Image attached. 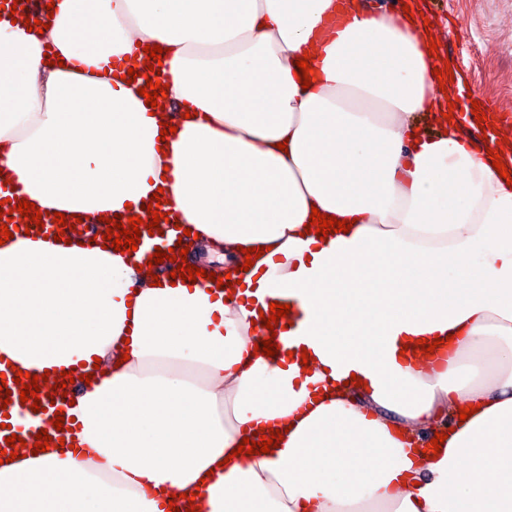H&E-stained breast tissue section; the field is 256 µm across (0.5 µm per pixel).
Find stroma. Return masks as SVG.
I'll return each instance as SVG.
<instances>
[{
    "label": "stroma",
    "instance_id": "obj_1",
    "mask_svg": "<svg viewBox=\"0 0 512 512\" xmlns=\"http://www.w3.org/2000/svg\"><path fill=\"white\" fill-rule=\"evenodd\" d=\"M442 59L464 79L457 112L472 101H496L512 113V0H425Z\"/></svg>",
    "mask_w": 512,
    "mask_h": 512
}]
</instances>
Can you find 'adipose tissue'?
Instances as JSON below:
<instances>
[{"mask_svg":"<svg viewBox=\"0 0 512 512\" xmlns=\"http://www.w3.org/2000/svg\"><path fill=\"white\" fill-rule=\"evenodd\" d=\"M54 3L41 32L0 5L17 195L96 219L161 192L196 234L188 264L239 282L155 281L76 236L1 244L0 360L91 380L70 408L86 455L0 464V512H169L184 492L201 512H512V184L454 124L414 125L444 98L421 18L347 0ZM141 44L164 50L174 133L111 66ZM315 210L350 231L306 233ZM278 283L304 320L272 360L255 322ZM422 338L438 357L411 352ZM264 423L278 447L237 454Z\"/></svg>","mask_w":512,"mask_h":512,"instance_id":"ef3b65f1","label":"adipose tissue"}]
</instances>
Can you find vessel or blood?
<instances>
[{
	"label": "vessel or blood",
	"instance_id": "1",
	"mask_svg": "<svg viewBox=\"0 0 512 512\" xmlns=\"http://www.w3.org/2000/svg\"><path fill=\"white\" fill-rule=\"evenodd\" d=\"M166 218L160 221V231L156 234L142 233L139 245L143 249L145 260H153L156 250H169L175 247L182 230L176 229L175 223L179 221V214L173 209H166ZM0 373L4 374L6 381L5 391H0V401H7L5 413H0V451L7 447L6 439L10 435H17L24 439L27 445H34L39 431H47L52 439H72L73 434L68 430H56L53 421L56 416H68L69 400L63 397L61 390L55 389L52 382H41L39 392L40 409L32 411L30 405L21 403V387L15 382V373L12 369L0 364Z\"/></svg>",
	"mask_w": 512,
	"mask_h": 512
}]
</instances>
